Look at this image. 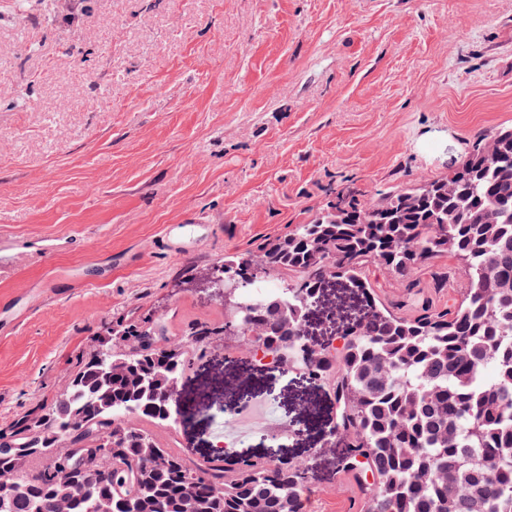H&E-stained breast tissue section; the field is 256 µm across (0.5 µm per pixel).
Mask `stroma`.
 <instances>
[{
    "instance_id": "obj_1",
    "label": "stroma",
    "mask_w": 512,
    "mask_h": 512,
    "mask_svg": "<svg viewBox=\"0 0 512 512\" xmlns=\"http://www.w3.org/2000/svg\"><path fill=\"white\" fill-rule=\"evenodd\" d=\"M510 126L512 0H0V305L31 308L0 332V426L49 408L117 322L174 344L223 324L180 274L287 235L337 192L446 176ZM435 270L432 299L451 304L464 269L439 258L421 284ZM356 306L330 286L315 331ZM227 401L294 425L238 450L312 464L307 512H361L328 391L216 338L167 427L186 458L214 451Z\"/></svg>"
}]
</instances>
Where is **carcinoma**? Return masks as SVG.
<instances>
[{"mask_svg": "<svg viewBox=\"0 0 512 512\" xmlns=\"http://www.w3.org/2000/svg\"><path fill=\"white\" fill-rule=\"evenodd\" d=\"M490 138L493 163L482 153ZM444 256L464 265L468 288L437 307L415 274ZM372 264L401 279L408 314L375 294L365 276ZM221 268L253 278L237 336L270 349L300 345L326 281L359 292L342 345L315 344L295 367L336 399L340 467L360 484L365 512H512V127L479 134L444 178L370 201L339 193L309 223ZM223 333L197 323L186 343L163 345L145 321L110 328L55 399L56 423L34 410L0 428V472L12 478L0 512H59L63 458L41 451L77 410L93 414L94 440L72 432L61 448L81 456L82 497L68 512H92L105 494L112 512H305V465L214 456L190 464L126 422L132 414L167 424L168 380ZM147 441L154 457L144 465Z\"/></svg>", "mask_w": 512, "mask_h": 512, "instance_id": "cac0c4a2", "label": "carcinoma"}]
</instances>
